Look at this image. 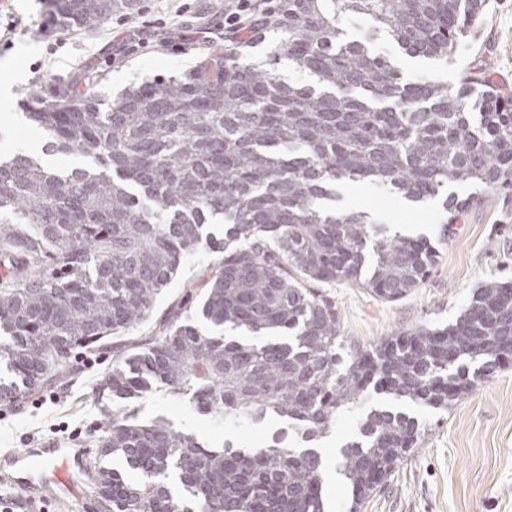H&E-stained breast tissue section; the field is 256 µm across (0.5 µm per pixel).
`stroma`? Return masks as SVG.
<instances>
[{
  "mask_svg": "<svg viewBox=\"0 0 512 512\" xmlns=\"http://www.w3.org/2000/svg\"><path fill=\"white\" fill-rule=\"evenodd\" d=\"M46 3L0 0V37L9 41L8 47L0 46V81L13 82V105L0 108L4 158L17 151L44 155V134L25 114L31 93L48 94L92 72L107 101L132 85L193 70L224 39L225 0H138L135 9L113 14L89 32L50 23ZM340 27L349 40L371 36L373 50L389 56L408 80L454 83L462 74H481L512 91V0H492L482 24L445 63L403 54L390 36L370 35V24L361 17L341 18ZM442 203L439 197L411 203L365 183L343 187L338 207L366 213L377 236L423 238L437 252L425 280L398 301L378 299L351 282L330 288L345 347H369L400 330L454 323L477 286L495 278L512 280V198L484 194L481 204L461 212L446 234ZM217 260L205 246L189 254L157 297L150 321L126 332L122 342L151 336L156 320L185 288L205 296V277ZM111 368L112 353L104 350L66 380L23 389L18 403L0 404V446L21 451L48 440H86L103 411L93 387ZM380 400L374 393L364 397L339 415L326 437L311 443L323 460L327 512H347L351 491L336 472L338 450L355 435L361 415ZM126 408L137 422L164 420L213 448L227 442L260 447L288 427L272 413L258 422L213 418L160 383ZM406 411L424 425L425 437L360 512H512V366L476 382L448 409L412 404Z\"/></svg>",
  "mask_w": 512,
  "mask_h": 512,
  "instance_id": "stroma-1",
  "label": "stroma"
}]
</instances>
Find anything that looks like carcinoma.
Wrapping results in <instances>:
<instances>
[{
	"label": "carcinoma",
	"mask_w": 512,
	"mask_h": 512,
	"mask_svg": "<svg viewBox=\"0 0 512 512\" xmlns=\"http://www.w3.org/2000/svg\"><path fill=\"white\" fill-rule=\"evenodd\" d=\"M134 0H48L52 17L90 30ZM490 0H288L274 52L314 78L287 84L238 52L129 87L107 107L73 84L27 98L44 152L92 166L51 168L16 153L0 161V346L29 389L60 380L146 322L205 226L227 224L204 300L188 289L154 334L112 347L94 395L112 410L89 429L99 512H324L320 454L280 431L262 448L215 450L124 403L161 382L218 419L291 421L309 442L368 391L448 408L512 355V282L476 289L456 321L419 326L342 364L336 304L320 291L352 281L393 302L435 263L424 239L370 241L361 212L329 202L362 182L420 202L451 183L512 196V94L486 77L411 82L391 59L338 26L359 14L406 55L448 59ZM477 197L445 199L454 224ZM285 332L247 344L180 323ZM484 358L475 370L465 359ZM337 473L358 512L420 440L418 420L373 409ZM114 455L134 481L104 465ZM194 498L185 507L169 477Z\"/></svg>",
	"instance_id": "obj_1"
}]
</instances>
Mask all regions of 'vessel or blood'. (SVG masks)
I'll list each match as a JSON object with an SVG mask.
<instances>
[{
    "mask_svg": "<svg viewBox=\"0 0 512 512\" xmlns=\"http://www.w3.org/2000/svg\"><path fill=\"white\" fill-rule=\"evenodd\" d=\"M81 443L48 441L24 451L0 448V486L28 492L32 499L55 501L65 512L93 508V481Z\"/></svg>",
    "mask_w": 512,
    "mask_h": 512,
    "instance_id": "vessel-or-blood-1",
    "label": "vessel or blood"
}]
</instances>
